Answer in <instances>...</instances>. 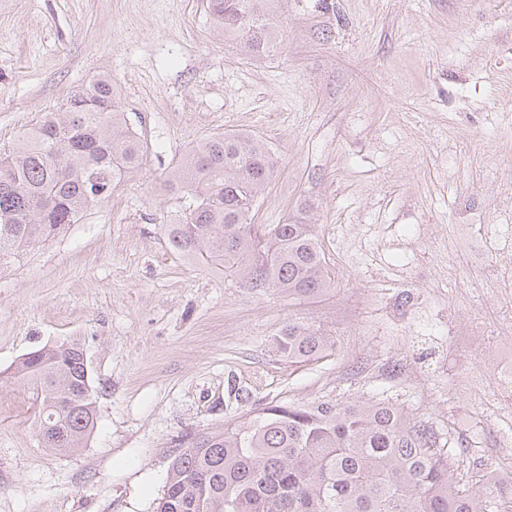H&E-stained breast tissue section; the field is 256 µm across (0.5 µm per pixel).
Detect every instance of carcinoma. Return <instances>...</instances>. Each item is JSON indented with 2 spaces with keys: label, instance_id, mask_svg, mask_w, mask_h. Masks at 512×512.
<instances>
[{
  "label": "carcinoma",
  "instance_id": "obj_1",
  "mask_svg": "<svg viewBox=\"0 0 512 512\" xmlns=\"http://www.w3.org/2000/svg\"><path fill=\"white\" fill-rule=\"evenodd\" d=\"M281 0H209L224 35L246 54L277 44ZM146 149L119 109L112 80L77 91L0 151V263L77 223L142 166ZM270 144L225 131L191 146L165 180L190 203L168 225L189 262L224 268L244 288L317 299L335 288L314 225L298 215L256 224L277 168ZM331 336L288 322L273 350L290 363L321 359ZM21 378L39 409L47 448L85 447L97 423L80 342L28 353ZM500 484L483 470L463 483L439 432L404 409L361 401L269 403L238 423L195 435L169 464L157 512H500Z\"/></svg>",
  "mask_w": 512,
  "mask_h": 512
}]
</instances>
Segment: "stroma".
<instances>
[{"instance_id":"35a3bbf8","label":"stroma","mask_w":512,"mask_h":512,"mask_svg":"<svg viewBox=\"0 0 512 512\" xmlns=\"http://www.w3.org/2000/svg\"><path fill=\"white\" fill-rule=\"evenodd\" d=\"M278 24L277 50L253 58L206 0H0V146L107 76L148 148L110 198L0 266V512H157L188 437L279 401L396 404L445 434L459 474L512 478L494 445L512 379L482 363L512 338L470 330L512 314V292L482 287L512 281V0H288ZM229 129L276 148L257 221L310 208L335 290L254 292L173 252L185 202L163 181ZM291 320L335 349L275 354ZM72 339L97 424L62 454L14 368Z\"/></svg>"}]
</instances>
